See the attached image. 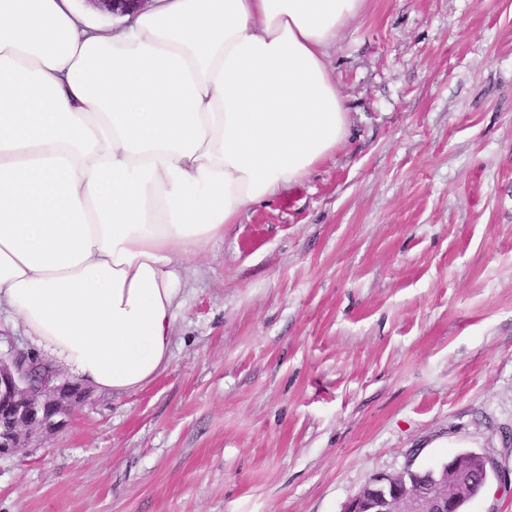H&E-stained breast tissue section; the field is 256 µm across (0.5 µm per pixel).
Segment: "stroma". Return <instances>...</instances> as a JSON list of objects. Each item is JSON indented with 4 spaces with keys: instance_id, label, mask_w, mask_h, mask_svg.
<instances>
[{
    "instance_id": "35a3bbf8",
    "label": "stroma",
    "mask_w": 512,
    "mask_h": 512,
    "mask_svg": "<svg viewBox=\"0 0 512 512\" xmlns=\"http://www.w3.org/2000/svg\"><path fill=\"white\" fill-rule=\"evenodd\" d=\"M326 64L346 142L184 265L162 373L0 458V512H342L465 451V512H512V0H365Z\"/></svg>"
}]
</instances>
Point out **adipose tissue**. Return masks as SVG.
<instances>
[{"instance_id":"obj_1","label":"adipose tissue","mask_w":512,"mask_h":512,"mask_svg":"<svg viewBox=\"0 0 512 512\" xmlns=\"http://www.w3.org/2000/svg\"><path fill=\"white\" fill-rule=\"evenodd\" d=\"M365 0H0V310L117 395L170 362L183 263L348 135L325 52ZM93 8L102 14L112 15L114 13H126L144 8L151 0H85ZM84 1L74 0L73 5L79 12H84L86 5Z\"/></svg>"}]
</instances>
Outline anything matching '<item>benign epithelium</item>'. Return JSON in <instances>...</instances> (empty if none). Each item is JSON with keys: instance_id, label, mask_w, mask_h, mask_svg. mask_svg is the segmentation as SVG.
<instances>
[{"instance_id": "benign-epithelium-1", "label": "benign epithelium", "mask_w": 512, "mask_h": 512, "mask_svg": "<svg viewBox=\"0 0 512 512\" xmlns=\"http://www.w3.org/2000/svg\"><path fill=\"white\" fill-rule=\"evenodd\" d=\"M106 15L144 8L151 0H86ZM41 363L24 355L0 358V456H11L41 444L43 438L66 422L88 396L82 387L60 378V373L40 372ZM471 472L487 478V461L456 456L431 472L426 482L415 479L413 469L376 473L345 504L343 512H458L474 484Z\"/></svg>"}]
</instances>
